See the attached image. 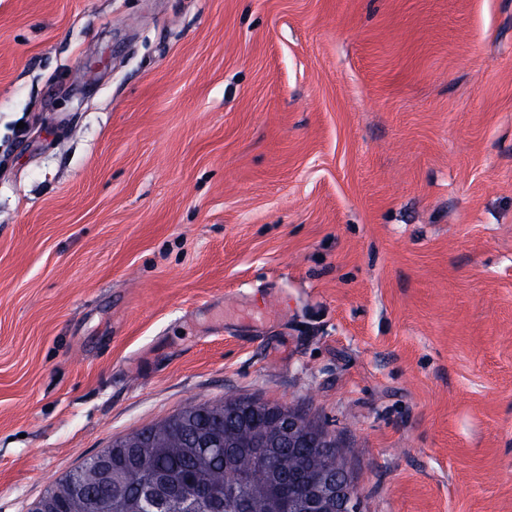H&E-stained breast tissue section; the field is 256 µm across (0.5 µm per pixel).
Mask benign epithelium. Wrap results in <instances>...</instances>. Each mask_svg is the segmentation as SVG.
<instances>
[{"label": "benign epithelium", "instance_id": "7a95c632", "mask_svg": "<svg viewBox=\"0 0 512 512\" xmlns=\"http://www.w3.org/2000/svg\"><path fill=\"white\" fill-rule=\"evenodd\" d=\"M244 404L280 419L274 431L254 440V447L264 449L260 460L272 461L273 452L280 448L319 450L321 464L317 467L306 460H298L294 495L288 499V512H357L358 488L337 452L339 443L335 436L297 409L251 397L224 401V417H236ZM231 431L234 435L224 439L214 436L199 439L200 450L222 454L239 447L235 436L237 428L233 427ZM169 448L170 445L157 440L114 443L87 461L94 481L105 487V494H88L87 484L73 473L57 482L32 512H63V505L69 500L80 501L83 512H228L232 508L235 512H258L257 502L251 496L228 501L210 493L197 481L167 473L152 474L136 496H128L124 486L130 474L113 469L112 456L125 455L136 468L143 469L153 455Z\"/></svg>", "mask_w": 512, "mask_h": 512}]
</instances>
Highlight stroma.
<instances>
[{
    "instance_id": "obj_1",
    "label": "stroma",
    "mask_w": 512,
    "mask_h": 512,
    "mask_svg": "<svg viewBox=\"0 0 512 512\" xmlns=\"http://www.w3.org/2000/svg\"><path fill=\"white\" fill-rule=\"evenodd\" d=\"M224 397L512 512V0H0V512Z\"/></svg>"
}]
</instances>
